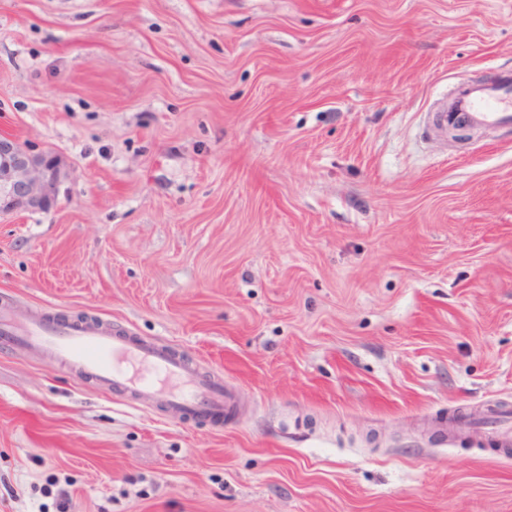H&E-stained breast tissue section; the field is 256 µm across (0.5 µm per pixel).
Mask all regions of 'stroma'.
<instances>
[{
  "mask_svg": "<svg viewBox=\"0 0 512 512\" xmlns=\"http://www.w3.org/2000/svg\"><path fill=\"white\" fill-rule=\"evenodd\" d=\"M512 0H0V310L169 347L217 425L0 350V512H512ZM454 111L467 126L512 127V81L494 76L485 83H461ZM68 176L60 159L9 135H0V218L18 210L48 211Z\"/></svg>",
  "mask_w": 512,
  "mask_h": 512,
  "instance_id": "35a3bbf8",
  "label": "stroma"
}]
</instances>
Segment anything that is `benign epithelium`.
I'll return each mask as SVG.
<instances>
[{
    "mask_svg": "<svg viewBox=\"0 0 512 512\" xmlns=\"http://www.w3.org/2000/svg\"><path fill=\"white\" fill-rule=\"evenodd\" d=\"M67 176L57 156L0 135V217L18 210H50Z\"/></svg>",
    "mask_w": 512,
    "mask_h": 512,
    "instance_id": "7a95c632",
    "label": "benign epithelium"
}]
</instances>
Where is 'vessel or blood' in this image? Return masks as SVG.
I'll return each mask as SVG.
<instances>
[{
	"label": "vessel or blood",
	"instance_id": "b4317fda",
	"mask_svg": "<svg viewBox=\"0 0 512 512\" xmlns=\"http://www.w3.org/2000/svg\"><path fill=\"white\" fill-rule=\"evenodd\" d=\"M454 110L466 125L512 127V79L460 84ZM0 341L50 355L106 390L142 402H162L171 414L223 420L237 400L183 356L124 333L90 325L51 324L40 316L19 321L0 314Z\"/></svg>",
	"mask_w": 512,
	"mask_h": 512
}]
</instances>
